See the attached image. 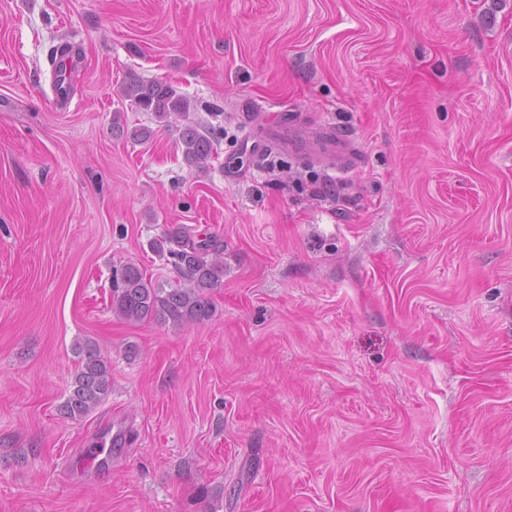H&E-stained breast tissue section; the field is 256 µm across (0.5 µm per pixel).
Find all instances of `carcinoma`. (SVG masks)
Masks as SVG:
<instances>
[{
  "mask_svg": "<svg viewBox=\"0 0 512 512\" xmlns=\"http://www.w3.org/2000/svg\"><path fill=\"white\" fill-rule=\"evenodd\" d=\"M119 94L129 106L151 112L158 122H179L178 144L183 161L190 167L204 169L211 160L218 139L190 117L189 99L169 81L144 80L133 74L120 84ZM112 134L137 144L151 140L147 127L127 128L122 112L112 114ZM151 247L160 255H169L181 272V280L167 288L157 286L133 262L120 265L113 272L112 313L131 323L156 322L189 326L209 320L215 309L209 293L224 280V247L212 238H200L187 224H169ZM78 357L69 392L59 406L62 416L82 418L95 410L112 387L109 360L97 344L84 339L73 346Z\"/></svg>",
  "mask_w": 512,
  "mask_h": 512,
  "instance_id": "obj_1",
  "label": "carcinoma"
}]
</instances>
